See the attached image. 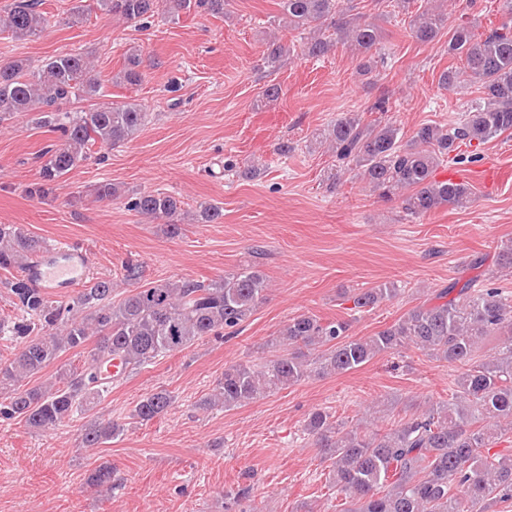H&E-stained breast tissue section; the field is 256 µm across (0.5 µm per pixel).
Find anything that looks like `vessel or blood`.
<instances>
[{"instance_id": "vessel-or-blood-1", "label": "vessel or blood", "mask_w": 512, "mask_h": 512, "mask_svg": "<svg viewBox=\"0 0 512 512\" xmlns=\"http://www.w3.org/2000/svg\"><path fill=\"white\" fill-rule=\"evenodd\" d=\"M90 269L88 250L71 243L54 245L48 252L36 256L30 264V272L40 287L51 293L56 288L84 282Z\"/></svg>"}]
</instances>
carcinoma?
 Listing matches in <instances>:
<instances>
[{"mask_svg": "<svg viewBox=\"0 0 512 512\" xmlns=\"http://www.w3.org/2000/svg\"><path fill=\"white\" fill-rule=\"evenodd\" d=\"M508 17L500 27L476 36L466 24L448 30V53L463 58V67L444 70L441 88L453 91L464 81L478 84L480 95L467 111L446 127L423 124L402 143L400 128L382 121L366 123L347 113L322 134L336 156V167L382 196L398 194L411 216H423L443 206L462 208L472 201L463 183L438 181L444 164L478 161L479 154L461 147L481 146L512 133V0H502ZM105 15L148 26L160 9L175 19L196 7L218 15L225 0H96ZM342 0H283L288 26L309 31L304 51L319 57L331 41L315 36L326 20L335 34L363 53L359 71H376L370 55L381 31ZM42 0H13L0 30L13 40L40 38L49 26ZM446 14L427 6L416 13L412 34L420 43L442 35ZM290 48L277 39L267 42L263 65L277 69ZM140 57L130 54L120 81L142 79ZM92 62L81 52L54 55L34 66L16 59L0 66V123L18 116L58 134L57 143L41 154L37 193L79 167L93 146L110 148L130 140L148 118L141 105L123 102L67 111L61 104L89 100L99 92ZM128 210L167 218L169 233L180 234L175 218L181 201L161 192H136ZM43 251V241L15 225H0V269L14 272L5 282L13 304L29 318L0 322V336L23 339L15 357L0 363V420L19 419L32 431L55 430L78 410L99 403L112 382L103 378L112 360L127 370L145 368L159 357L180 352L206 337L235 332L264 299L266 280L257 270L242 269L208 283L193 279L162 281L131 290L112 300V279L93 278L66 302L53 300L26 276L30 257ZM498 272H512V241L500 245ZM387 285L349 296L354 313L366 312L396 295ZM351 321H322L301 314L281 332L282 350L258 363L232 364L224 369L216 390L224 407L256 400L267 393L301 383L313 375L344 374L377 355L414 347L448 363L457 373L451 398L405 417L385 431L363 433L335 420L327 409L311 413L305 431L316 437L330 461L336 494L344 497L343 512H498L512 500V455L491 452L498 440L512 433V297L496 287L494 274L482 273L463 283L433 291L395 324L366 338L349 335ZM503 338L493 355L480 353L479 342ZM93 347L79 367L61 366L54 380L30 386L26 380L41 373L61 352ZM173 396L165 389L146 394L132 418L148 422L168 412ZM113 421L94 422L81 434V447L96 448L120 435ZM93 485L112 489V467L101 466Z\"/></svg>", "mask_w": 512, "mask_h": 512, "instance_id": "cac0c4a2", "label": "carcinoma"}]
</instances>
